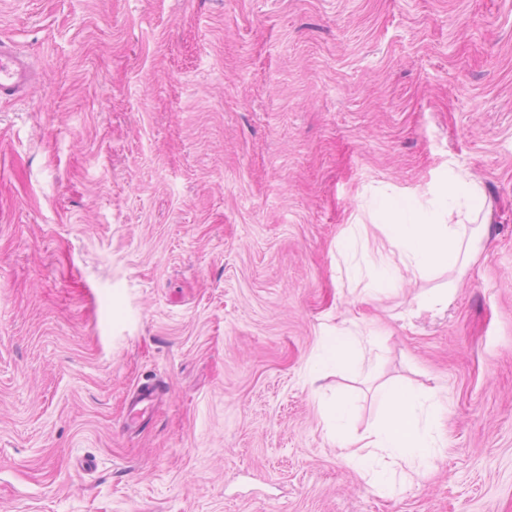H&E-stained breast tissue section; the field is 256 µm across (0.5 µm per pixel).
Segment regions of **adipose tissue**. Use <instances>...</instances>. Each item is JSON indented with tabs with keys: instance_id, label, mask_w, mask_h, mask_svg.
I'll use <instances>...</instances> for the list:
<instances>
[{
	"instance_id": "adipose-tissue-1",
	"label": "adipose tissue",
	"mask_w": 512,
	"mask_h": 512,
	"mask_svg": "<svg viewBox=\"0 0 512 512\" xmlns=\"http://www.w3.org/2000/svg\"><path fill=\"white\" fill-rule=\"evenodd\" d=\"M480 195L476 185L463 184L444 195L430 211L382 201L390 219V249L381 262L380 280L394 281L406 272L429 276L455 266L459 260H471L464 238L467 224L475 222L480 213ZM378 396L385 407L381 424L360 437H350L352 406L340 400L330 410L332 421L327 431L348 462L373 468L371 486L380 491L393 477V465L401 463L412 470L423 466L435 455L438 439L435 398L395 387L380 388Z\"/></svg>"
}]
</instances>
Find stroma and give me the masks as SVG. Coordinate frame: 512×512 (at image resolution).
Listing matches in <instances>:
<instances>
[{"instance_id":"obj_1","label":"stroma","mask_w":512,"mask_h":512,"mask_svg":"<svg viewBox=\"0 0 512 512\" xmlns=\"http://www.w3.org/2000/svg\"><path fill=\"white\" fill-rule=\"evenodd\" d=\"M0 39L44 75L0 101V512H512V0H0ZM457 181L465 272L376 281L381 199ZM340 325L371 355L312 375ZM384 384L447 443L380 495L325 409ZM164 391V386L157 380H146L137 386L130 400L129 417L126 422L127 431L141 426L146 419L141 418L143 409L138 408L142 403H154Z\"/></svg>"}]
</instances>
